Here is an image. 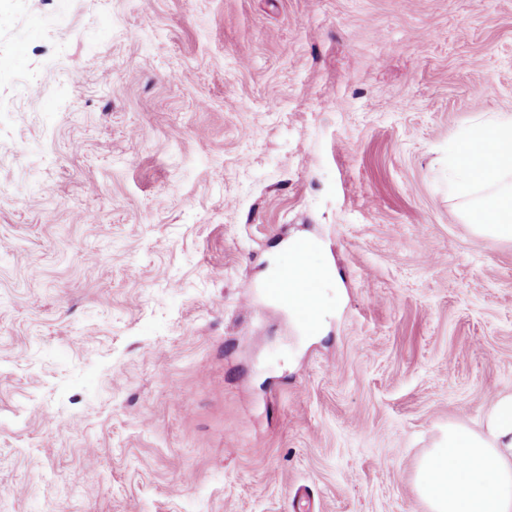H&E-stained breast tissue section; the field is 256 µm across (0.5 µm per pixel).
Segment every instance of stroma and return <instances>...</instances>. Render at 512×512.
<instances>
[{
    "instance_id": "obj_1",
    "label": "stroma",
    "mask_w": 512,
    "mask_h": 512,
    "mask_svg": "<svg viewBox=\"0 0 512 512\" xmlns=\"http://www.w3.org/2000/svg\"><path fill=\"white\" fill-rule=\"evenodd\" d=\"M500 112L512 0H0V512H427L512 392V241L448 188ZM319 257V247L317 246L313 251L309 252L305 257V265L314 273L318 274V276L312 281L318 282L321 285V288H337L336 281L333 275L332 270L329 265L325 262L316 258ZM312 275L306 270L285 273L269 284L267 294L294 312L308 309L315 300V290L309 288Z\"/></svg>"
}]
</instances>
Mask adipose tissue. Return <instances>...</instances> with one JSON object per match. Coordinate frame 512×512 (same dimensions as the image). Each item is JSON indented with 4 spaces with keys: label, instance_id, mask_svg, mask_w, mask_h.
<instances>
[{
    "label": "adipose tissue",
    "instance_id": "obj_1",
    "mask_svg": "<svg viewBox=\"0 0 512 512\" xmlns=\"http://www.w3.org/2000/svg\"><path fill=\"white\" fill-rule=\"evenodd\" d=\"M485 154H473L476 145ZM448 182L461 217L488 239L512 240V114L472 129ZM417 486L430 512H512V393L490 408L482 432L449 427L422 461Z\"/></svg>",
    "mask_w": 512,
    "mask_h": 512
}]
</instances>
